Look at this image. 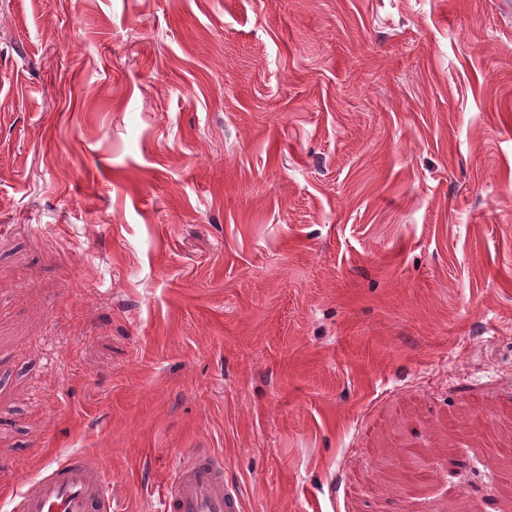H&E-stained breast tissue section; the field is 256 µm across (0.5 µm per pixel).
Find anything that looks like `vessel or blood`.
Here are the masks:
<instances>
[{
    "mask_svg": "<svg viewBox=\"0 0 512 512\" xmlns=\"http://www.w3.org/2000/svg\"><path fill=\"white\" fill-rule=\"evenodd\" d=\"M13 512H112L107 474L94 460L68 454L30 482ZM158 512H242L240 489L226 481L224 463L190 450L175 471Z\"/></svg>",
    "mask_w": 512,
    "mask_h": 512,
    "instance_id": "vessel-or-blood-1",
    "label": "vessel or blood"
}]
</instances>
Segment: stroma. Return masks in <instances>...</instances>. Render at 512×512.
<instances>
[{
    "mask_svg": "<svg viewBox=\"0 0 512 512\" xmlns=\"http://www.w3.org/2000/svg\"><path fill=\"white\" fill-rule=\"evenodd\" d=\"M504 2L0 0V503L512 512ZM158 512H242L240 489L224 478V462L203 448L190 450L176 468ZM12 502V508L7 511L112 512V494L105 470L80 453L68 454L39 474Z\"/></svg>",
    "mask_w": 512,
    "mask_h": 512,
    "instance_id": "35a3bbf8",
    "label": "stroma"
}]
</instances>
